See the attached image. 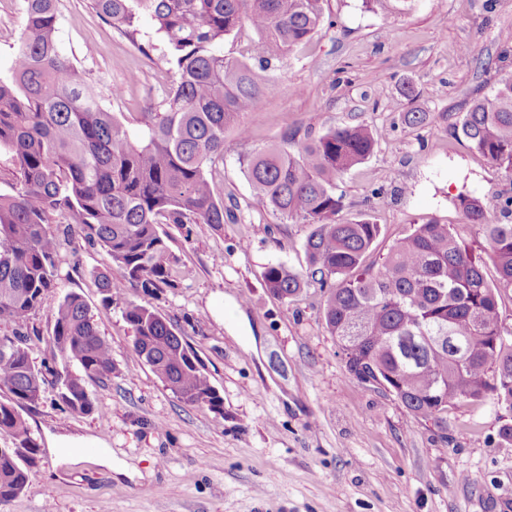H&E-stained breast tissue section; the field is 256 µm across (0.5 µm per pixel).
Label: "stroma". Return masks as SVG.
<instances>
[{"label": "stroma", "mask_w": 512, "mask_h": 512, "mask_svg": "<svg viewBox=\"0 0 512 512\" xmlns=\"http://www.w3.org/2000/svg\"><path fill=\"white\" fill-rule=\"evenodd\" d=\"M58 11L61 52L137 131V114L156 111L175 81L148 47L153 20L141 16L133 42L89 0H58ZM325 17L277 64L255 107L224 129L216 186L236 222L160 225L177 258L169 283L124 289L107 305L97 286L109 264L101 246L78 237L60 250L56 287L29 321L31 358L57 366L53 312L76 293L116 371L87 381L92 413L65 412L51 388L25 411L39 451L28 489L0 512H512V442L499 435L512 409L490 397L439 421L418 418L389 391L353 379L322 318L327 291L308 276L311 225L259 206L244 171L263 147L365 123L377 141L338 180V219L379 224L371 259L427 223L480 249L457 197H478L498 220L512 175L454 126L474 97L512 77V0H328ZM23 25L22 0H0L1 77ZM116 88L122 97H112ZM414 111L427 121L406 123ZM275 264L305 275L297 296L268 291L263 274ZM131 303L161 313L184 337L223 414L180 402L138 360L123 315ZM58 435L95 438L111 467L59 463L50 449Z\"/></svg>", "instance_id": "stroma-1"}]
</instances>
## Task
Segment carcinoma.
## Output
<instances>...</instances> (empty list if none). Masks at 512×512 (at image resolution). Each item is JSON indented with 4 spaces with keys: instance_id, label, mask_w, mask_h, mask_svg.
<instances>
[{
    "instance_id": "obj_1",
    "label": "carcinoma",
    "mask_w": 512,
    "mask_h": 512,
    "mask_svg": "<svg viewBox=\"0 0 512 512\" xmlns=\"http://www.w3.org/2000/svg\"><path fill=\"white\" fill-rule=\"evenodd\" d=\"M325 0H91L105 21L137 41L149 13L161 53L177 81L160 112H141L140 137L103 105L101 92L63 56L56 41L57 0H24L25 30L0 77V151L12 155L17 188L0 193V323L24 325L55 287L62 238L76 232L110 258L98 275L104 301L121 289L167 281L175 256L160 224H222L224 199L212 172L224 162V127L253 109L268 89V70L322 26ZM256 34L248 61L215 45L243 25ZM457 134L497 168L512 174V77L471 101ZM366 124L330 128L293 149L273 146L247 159L257 202L314 229L307 237L312 276L328 287L324 321L359 382L396 376L394 394L415 417L437 418L462 402L492 395L512 409V330L499 301L512 294V223L494 224L480 199L458 205L484 239L486 262L462 247L446 224H419L379 263L367 257L380 235L370 220L341 223L336 180L375 146ZM65 225L50 230L49 218ZM266 288L288 299L304 280L285 266L264 272ZM133 351L188 406L224 413L223 399L175 328L157 311L129 304ZM51 336L62 368L74 369L58 397L71 414L94 410L86 380L115 371L112 348L80 295L61 298ZM39 370L22 334L0 336V503L23 493V458L36 451L22 411L55 385Z\"/></svg>"
}]
</instances>
